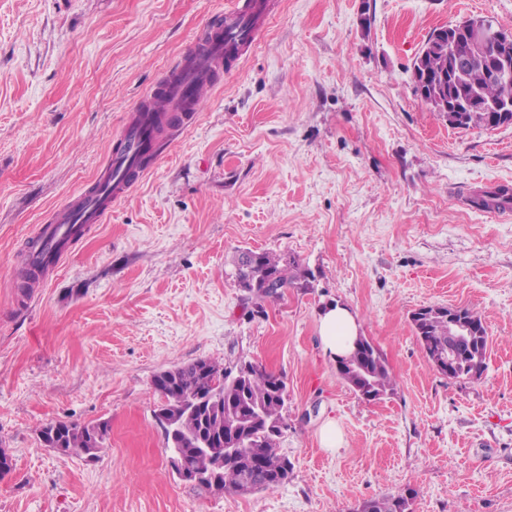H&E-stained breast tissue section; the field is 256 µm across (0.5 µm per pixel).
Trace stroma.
I'll use <instances>...</instances> for the list:
<instances>
[{
    "mask_svg": "<svg viewBox=\"0 0 512 512\" xmlns=\"http://www.w3.org/2000/svg\"><path fill=\"white\" fill-rule=\"evenodd\" d=\"M228 0H0V512H512V124L457 129L413 91L436 27L512 0H265L254 48L43 287L17 272L37 230L92 184L140 97L161 87ZM246 250L307 277L253 314ZM342 302L393 394L360 397L320 342ZM467 307L487 329L475 379L428 364L411 314ZM200 358L283 376L278 490L218 494L172 471L155 374ZM108 422L95 460L45 447L51 421ZM335 421L342 441L320 432ZM409 496L410 498L401 495L370 500L364 503L361 512H407L410 506L409 500H412V495L409 494Z\"/></svg>",
    "mask_w": 512,
    "mask_h": 512,
    "instance_id": "1",
    "label": "stroma"
}]
</instances>
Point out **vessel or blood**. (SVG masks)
Masks as SVG:
<instances>
[{"label": "vessel or blood", "mask_w": 512, "mask_h": 512, "mask_svg": "<svg viewBox=\"0 0 512 512\" xmlns=\"http://www.w3.org/2000/svg\"><path fill=\"white\" fill-rule=\"evenodd\" d=\"M251 22L249 31L237 36L232 43L223 39H211L204 48L190 49L182 65L170 72L163 91L144 95L136 106L138 118L127 127L119 146L112 153L109 164L95 182L94 192L81 194L78 203L59 209L49 223L41 225L37 235L42 247L54 258H61L68 243L88 225L101 223L105 211L129 191L139 171L135 161L146 149L157 147L159 136L156 118L166 111L170 100H178L185 109H193L209 78L224 61V51L232 47L238 50L255 46L262 16L255 12H242L234 8L225 11L224 25L236 27L240 16Z\"/></svg>", "instance_id": "1"}]
</instances>
